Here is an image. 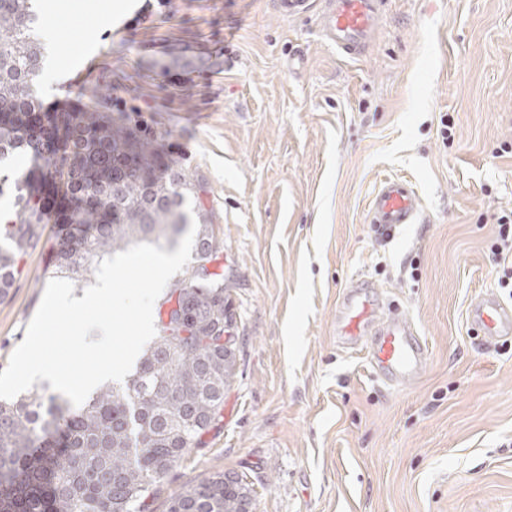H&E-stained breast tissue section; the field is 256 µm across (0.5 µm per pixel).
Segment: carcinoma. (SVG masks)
<instances>
[{
	"mask_svg": "<svg viewBox=\"0 0 512 512\" xmlns=\"http://www.w3.org/2000/svg\"><path fill=\"white\" fill-rule=\"evenodd\" d=\"M37 0H0V163L30 162L14 182L16 219L0 246V297L18 261L58 218L65 195L79 239L61 237L57 273L79 279L131 245L173 247L188 224L191 176L160 160L155 140L91 105L47 112L38 95L43 54ZM158 333L122 385L97 387L76 407L60 395L0 400V512H136L221 415L237 355L213 323L228 303L224 283L191 267L172 284ZM166 512H253L244 478L214 473L168 493Z\"/></svg>",
	"mask_w": 512,
	"mask_h": 512,
	"instance_id": "1",
	"label": "carcinoma"
}]
</instances>
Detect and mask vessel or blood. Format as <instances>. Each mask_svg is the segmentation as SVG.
<instances>
[{
	"label": "vessel or blood",
	"instance_id": "obj_1",
	"mask_svg": "<svg viewBox=\"0 0 512 512\" xmlns=\"http://www.w3.org/2000/svg\"><path fill=\"white\" fill-rule=\"evenodd\" d=\"M276 11L287 17L316 13L322 38L344 56L364 53L378 32L385 0H274ZM419 197L403 179L384 181L369 205V221L382 236L393 235L402 225L415 223ZM472 320L484 336L496 339L512 334V305L483 298L471 309ZM344 344L367 350L373 375L387 384L402 386L424 371L428 355L417 329L403 316L380 318L375 300L351 287L338 316Z\"/></svg>",
	"mask_w": 512,
	"mask_h": 512
}]
</instances>
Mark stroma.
<instances>
[{"instance_id":"35a3bbf8","label":"stroma","mask_w":512,"mask_h":512,"mask_svg":"<svg viewBox=\"0 0 512 512\" xmlns=\"http://www.w3.org/2000/svg\"><path fill=\"white\" fill-rule=\"evenodd\" d=\"M49 2L45 58L98 54L80 84L40 83L45 109L100 102L192 175L186 208L236 316L220 425L167 489L230 472L254 512H512V337L486 343L470 319L481 296L512 303V258L492 252L512 211V0H387L356 58L274 0H141L117 27L112 0ZM390 178L420 210L386 239L367 214ZM60 234L45 225L0 299V370ZM359 281L427 345L410 385L373 379L337 337Z\"/></svg>"}]
</instances>
